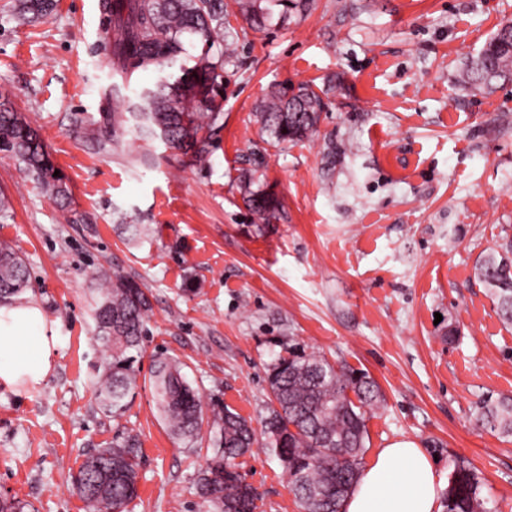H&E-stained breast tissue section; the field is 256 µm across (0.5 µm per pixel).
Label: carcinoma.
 I'll list each match as a JSON object with an SVG mask.
<instances>
[{"mask_svg":"<svg viewBox=\"0 0 512 512\" xmlns=\"http://www.w3.org/2000/svg\"><path fill=\"white\" fill-rule=\"evenodd\" d=\"M263 0H237L252 26L264 23ZM55 0H18L20 18L29 24L51 15ZM107 26L116 37L111 54L117 71L173 64L183 52L182 36L196 35L203 47L199 61L181 68L174 81L144 88L132 104L140 138L159 139L182 152L190 163L208 160L213 139L224 129V0H102ZM499 28L466 77L476 87L512 76V41ZM328 91L274 86L260 105L259 116L271 143L295 144L316 130ZM0 152L16 158L56 198L71 197L47 145L26 117L0 108ZM243 201L266 231L280 219V203L265 190L251 189L244 180ZM476 274L496 302L500 319L512 324V259L490 251ZM92 310L96 340L105 355L96 367L94 385L100 408L122 415L137 386L136 355L141 353L150 296L133 278L101 271ZM28 282L25 261L0 247V301L22 293ZM152 386L170 432L192 445L200 438L204 413L199 393L185 380L179 363L154 360ZM276 406L265 427L268 447L281 459L288 483L302 512H341L342 503L360 476L365 448L366 408L379 400V391L366 374L335 366L315 354L295 350L280 357L268 376ZM478 423L503 436H512V398L483 405ZM211 430L216 448L198 472L196 489L215 512H254L257 493L235 469L236 458L253 448L256 438L248 421L227 406L212 409ZM141 447L138 435L123 433L108 448L87 454L71 484L88 512H127L138 497ZM446 512H485L480 480L465 464L454 469L445 497Z\"/></svg>","mask_w":512,"mask_h":512,"instance_id":"obj_1","label":"carcinoma"}]
</instances>
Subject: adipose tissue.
<instances>
[{
    "mask_svg": "<svg viewBox=\"0 0 512 512\" xmlns=\"http://www.w3.org/2000/svg\"><path fill=\"white\" fill-rule=\"evenodd\" d=\"M57 332L28 299L0 304V384H41L53 368ZM434 463L416 442L399 439L379 449L363 470L343 512H441Z\"/></svg>",
    "mask_w": 512,
    "mask_h": 512,
    "instance_id": "obj_1",
    "label": "adipose tissue"
}]
</instances>
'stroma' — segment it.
I'll list each match as a JSON object with an SVG mask.
<instances>
[{
	"instance_id": "1",
	"label": "stroma",
	"mask_w": 512,
	"mask_h": 512,
	"mask_svg": "<svg viewBox=\"0 0 512 512\" xmlns=\"http://www.w3.org/2000/svg\"><path fill=\"white\" fill-rule=\"evenodd\" d=\"M0 0V102L38 128L72 198L55 200L0 154V244L24 258L26 297L58 324L55 365L40 385H0V497L29 512H87L68 483L88 452L130 431L142 444L129 512H209L196 477L214 443L175 438L150 384L173 358L204 404L218 401L257 432L237 470L260 494L255 512H301L263 433L268 367L289 348L363 371L381 394L367 411L361 461L398 439L482 481L486 512H512V437L479 428L477 407L512 396V325L503 324L477 263L512 238V81L480 91L464 77L512 0H270L251 29L224 0V128L208 163L145 143L113 82L100 0H58L28 24ZM134 72L151 88L193 65ZM328 88L318 131L273 147L256 117L272 86ZM126 113L118 143L88 139L75 115ZM266 165L254 169L253 153ZM273 190L281 219L259 234L239 178ZM148 233L129 239L121 223ZM147 288L152 310L125 413L94 398L103 352L90 303L100 270ZM456 325L449 342L444 333Z\"/></svg>"
}]
</instances>
